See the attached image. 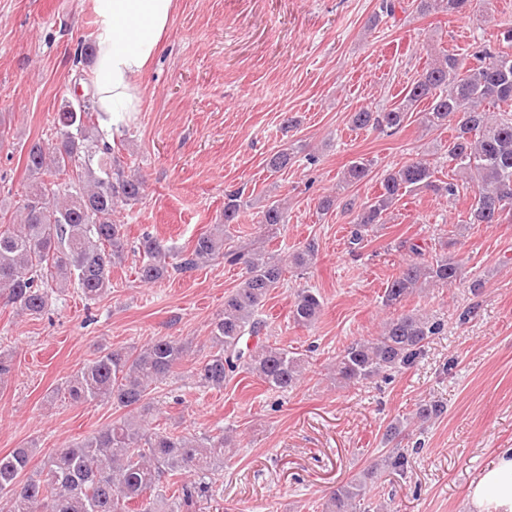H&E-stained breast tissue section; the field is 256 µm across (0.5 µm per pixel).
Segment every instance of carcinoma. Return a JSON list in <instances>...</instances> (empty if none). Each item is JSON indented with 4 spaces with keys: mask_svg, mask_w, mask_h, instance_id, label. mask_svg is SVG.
Returning a JSON list of instances; mask_svg holds the SVG:
<instances>
[{
    "mask_svg": "<svg viewBox=\"0 0 512 512\" xmlns=\"http://www.w3.org/2000/svg\"><path fill=\"white\" fill-rule=\"evenodd\" d=\"M471 0H419L416 9L464 13ZM421 122L429 129L450 126L454 131L446 157L465 175L473 192L471 224H499L512 217V53L489 45L468 57L444 54L413 80L402 99L389 109H361L351 115L356 129L394 133L420 104ZM54 147L41 141L26 154L27 191L13 222L0 224V296L32 317L42 316L52 296L74 287L88 301L112 288V266L125 258L124 225L114 220L118 204L140 200L143 183L125 175L112 159V143L96 125L88 97L64 103L57 117ZM296 158L285 148L274 152L267 169L278 173ZM373 161L361 158L345 170L343 183L364 180ZM419 189L448 200L459 184L435 179V167L424 157L387 169L374 198L363 203L353 218L350 244L361 246L374 228L385 223L393 206ZM242 207L241 193L224 197V223H233ZM287 223L284 208L272 203L263 211L267 229ZM143 260L138 268L145 283L185 273L224 256L241 265L244 279L224 296V313L212 323V352L193 367L200 387L221 389L234 375L246 371L284 394L303 378L306 360L261 337L265 321L260 309L284 281L286 265L275 254L255 248L226 247L221 225L197 236L184 254H170L157 238L140 242ZM315 242L293 255L295 268L305 270L316 256ZM413 257L399 267L383 295L386 307L402 304L417 288L448 286L466 278L465 267L453 255L425 257V248L410 246ZM322 296L310 289L297 291L289 318L299 326L314 325L323 311ZM441 323L416 313L389 318L381 331L348 344L336 355V381L342 387L391 375L413 364ZM256 343L250 345L248 340ZM186 348L176 340L155 339L131 349H105L68 381V398L75 403L110 402L128 409L112 426L67 448L49 454L40 468L28 472L30 450L15 448L0 455V512H183L207 496L215 473L233 453L228 435H177L149 431L147 396L182 364ZM444 407L422 404L415 413L423 424L441 416ZM190 473L180 481L178 496L163 494L164 482ZM339 486L324 504L325 512H361L367 480ZM137 506L131 510V506Z\"/></svg>",
    "mask_w": 512,
    "mask_h": 512,
    "instance_id": "cac0c4a2",
    "label": "carcinoma"
}]
</instances>
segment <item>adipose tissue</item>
Segmentation results:
<instances>
[{"label":"adipose tissue","mask_w":512,"mask_h":512,"mask_svg":"<svg viewBox=\"0 0 512 512\" xmlns=\"http://www.w3.org/2000/svg\"><path fill=\"white\" fill-rule=\"evenodd\" d=\"M96 54L93 101L103 131L124 127L140 109V80L170 24L175 0H92ZM475 512H512V448L475 484Z\"/></svg>","instance_id":"obj_1"}]
</instances>
